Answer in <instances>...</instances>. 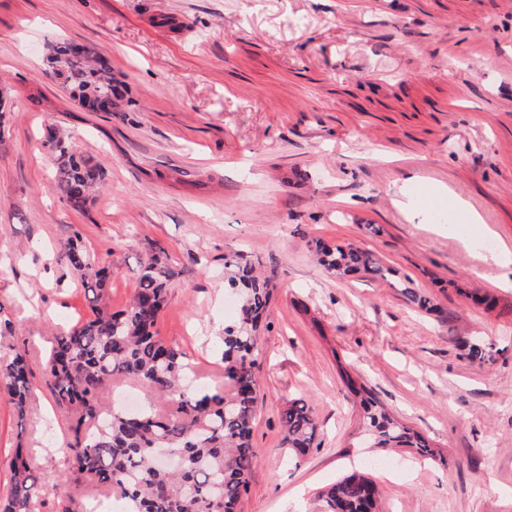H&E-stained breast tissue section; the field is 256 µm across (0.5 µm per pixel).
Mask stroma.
Returning <instances> with one entry per match:
<instances>
[{
    "label": "stroma",
    "instance_id": "obj_1",
    "mask_svg": "<svg viewBox=\"0 0 512 512\" xmlns=\"http://www.w3.org/2000/svg\"><path fill=\"white\" fill-rule=\"evenodd\" d=\"M57 39L108 55L134 111L71 105L44 71ZM1 90L0 304L14 332L0 361L23 345L40 374L48 339L87 319L58 260L77 232L111 271L115 310L150 247L168 252L178 275L158 333L188 354L194 387L223 385L224 260L243 254L274 299L240 512H321L318 490L355 469L378 483L380 512H512V0H0ZM49 125L107 171L87 211L54 189ZM451 192L482 223L436 222ZM319 239L371 249L392 273L330 276ZM403 281L434 311L410 305ZM473 338L493 362L464 358ZM346 372L442 462L348 448L359 407ZM299 398L319 446L295 461L280 414ZM68 435L50 395L22 421L0 401V495L21 443L45 512L105 500L67 480Z\"/></svg>",
    "mask_w": 512,
    "mask_h": 512
}]
</instances>
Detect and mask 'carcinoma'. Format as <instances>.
I'll list each match as a JSON object with an SVG mask.
<instances>
[{"instance_id": "1", "label": "carcinoma", "mask_w": 512, "mask_h": 512, "mask_svg": "<svg viewBox=\"0 0 512 512\" xmlns=\"http://www.w3.org/2000/svg\"><path fill=\"white\" fill-rule=\"evenodd\" d=\"M45 61L69 98L87 112H109L128 105L127 82L118 78L111 59L94 47L58 40L49 44ZM43 146L53 162L60 198L76 211L86 210L106 185L105 171L78 152L70 136L56 127L46 130ZM319 264L342 278L363 272L386 277L390 269L374 254L353 243L315 242ZM59 260L81 280L91 314L53 337L47 361L36 381L26 347L12 348L0 366V398L25 420L31 400L48 392L71 415L66 443L72 474L107 488L129 512H237L257 464L252 445L259 393V331L273 297L269 283L252 264L236 255L224 262V287L239 298L235 320L224 326L221 360L224 386L188 392L191 363L176 346L158 335L157 323L168 288L178 275L164 249H153L139 262L129 304L114 311L107 305L110 272L100 265L74 233L59 251ZM401 294L420 310L433 309L428 297L408 284ZM472 363L494 360L496 350L479 340L464 344ZM117 379H131L166 398L171 409L160 414L146 407L128 412L104 399ZM346 386L362 408L364 431L375 448H406L424 460L439 454L426 439L392 416L372 390L345 376ZM283 442L299 459L314 447L318 424L303 400L288 403L281 417ZM167 448L179 460L175 468L158 456ZM11 486L0 497V512H40L41 486L29 449L17 448L10 461ZM378 489L364 473L342 477L320 493L323 512H377Z\"/></svg>"}]
</instances>
